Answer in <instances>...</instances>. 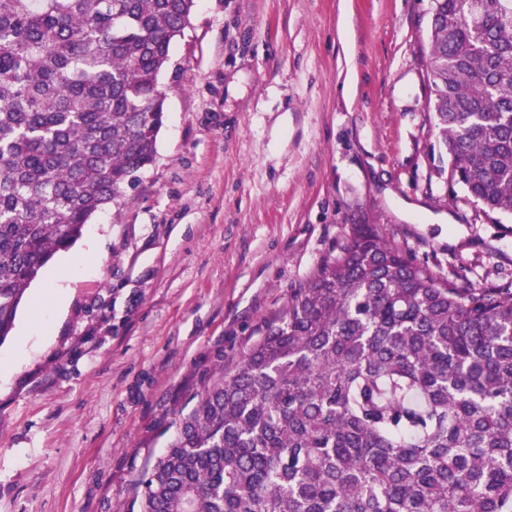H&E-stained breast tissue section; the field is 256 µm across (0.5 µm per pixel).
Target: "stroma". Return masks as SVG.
<instances>
[{
	"mask_svg": "<svg viewBox=\"0 0 512 512\" xmlns=\"http://www.w3.org/2000/svg\"><path fill=\"white\" fill-rule=\"evenodd\" d=\"M429 7L199 0L162 76L155 162L52 258L0 345V512H129L202 376L354 225L437 277L512 281V215L448 183Z\"/></svg>",
	"mask_w": 512,
	"mask_h": 512,
	"instance_id": "stroma-1",
	"label": "stroma"
}]
</instances>
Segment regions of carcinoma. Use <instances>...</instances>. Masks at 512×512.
Listing matches in <instances>:
<instances>
[{"instance_id": "carcinoma-1", "label": "carcinoma", "mask_w": 512, "mask_h": 512, "mask_svg": "<svg viewBox=\"0 0 512 512\" xmlns=\"http://www.w3.org/2000/svg\"><path fill=\"white\" fill-rule=\"evenodd\" d=\"M197 0H0V343L156 158ZM448 180L512 214V0H431ZM130 512H512V282L438 278L369 224L203 377Z\"/></svg>"}]
</instances>
